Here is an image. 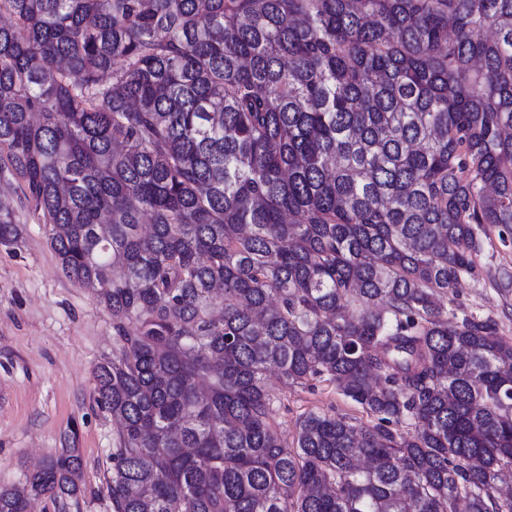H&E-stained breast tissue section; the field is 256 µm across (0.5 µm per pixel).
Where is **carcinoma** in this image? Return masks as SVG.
Returning a JSON list of instances; mask_svg holds the SVG:
<instances>
[{"mask_svg":"<svg viewBox=\"0 0 512 512\" xmlns=\"http://www.w3.org/2000/svg\"><path fill=\"white\" fill-rule=\"evenodd\" d=\"M0 16V179L112 312V512H512V343L435 301L512 234V0ZM269 372L375 423L310 411L290 447ZM79 468L62 449L0 512L77 499Z\"/></svg>","mask_w":512,"mask_h":512,"instance_id":"1","label":"carcinoma"}]
</instances>
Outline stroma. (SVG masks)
I'll return each instance as SVG.
<instances>
[{"label": "stroma", "instance_id": "stroma-1", "mask_svg": "<svg viewBox=\"0 0 512 512\" xmlns=\"http://www.w3.org/2000/svg\"><path fill=\"white\" fill-rule=\"evenodd\" d=\"M16 222V243L0 245V488L22 486L27 474L60 449H77L78 502L59 510L48 499L33 512H112L107 481L112 473V435L117 421L94 400L93 370L111 355L112 314L63 272L50 245L49 228L38 223L16 187L0 192ZM478 277H462L454 297L441 304L495 320L512 341V239L497 230L483 238ZM270 421L283 442L293 443L296 423L308 411L367 422L361 407L335 384L314 381L284 386L266 380Z\"/></svg>", "mask_w": 512, "mask_h": 512}]
</instances>
